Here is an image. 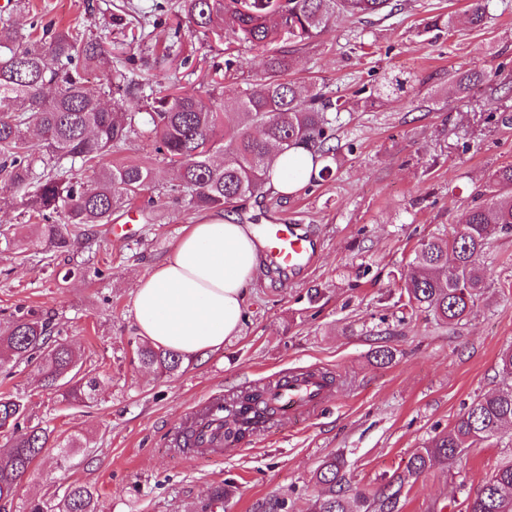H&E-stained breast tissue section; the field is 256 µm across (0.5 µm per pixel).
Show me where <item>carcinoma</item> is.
<instances>
[{
    "label": "carcinoma",
    "mask_w": 512,
    "mask_h": 512,
    "mask_svg": "<svg viewBox=\"0 0 512 512\" xmlns=\"http://www.w3.org/2000/svg\"><path fill=\"white\" fill-rule=\"evenodd\" d=\"M394 0H182L192 31L224 41L233 66L234 49L244 45L263 57L264 76L224 98L211 100L188 92L164 94L129 79L127 66L103 43L76 28L43 29L32 38L12 24H0V178L11 196L20 197L30 217L29 235L5 243L20 249L63 253L87 235L92 224H110L112 215L149 194L157 173L133 161L108 160L112 149L133 137L149 141L162 162L176 175L174 192L198 210L226 209L238 201L262 198L271 190L269 171L273 149H302L325 162L335 157L336 127L331 113L341 105L313 93L301 97L287 80L294 60L286 46H303L340 13L360 21L393 11ZM180 28L153 63L166 69L186 66L181 55ZM98 70L103 89L87 86L84 72ZM144 103L131 112L124 99ZM95 171L94 184L79 181L75 164ZM484 200L471 208L461 228L448 239L421 244L413 270L401 284L412 312H431L437 321L453 325L472 311L485 288L479 260L492 236L512 230V165L489 177ZM139 363L162 374L176 372L181 356L142 341ZM7 359L38 360L45 386L61 401L84 403L97 391V378L78 366L68 343L51 339L49 324L20 316L0 330V369ZM502 387L475 400L446 434L431 438L413 454L403 473L390 480L373 499L356 494L366 512H394L399 490L433 465H452L465 449L489 442L512 424V349L500 356ZM262 387L245 389L229 399L237 419L224 439L237 442L244 432L271 418L274 409ZM27 405L18 394H0V437L10 452L0 456V512L13 503L23 477L47 447L50 434L26 426ZM346 459L332 455L314 473L322 494L312 512H353L345 494ZM29 512H98V495L86 485H70L56 502L34 500ZM467 512H512V461L501 465Z\"/></svg>",
    "instance_id": "obj_1"
}]
</instances>
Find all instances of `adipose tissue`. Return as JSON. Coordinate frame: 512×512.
Segmentation results:
<instances>
[{"instance_id": "adipose-tissue-1", "label": "adipose tissue", "mask_w": 512, "mask_h": 512, "mask_svg": "<svg viewBox=\"0 0 512 512\" xmlns=\"http://www.w3.org/2000/svg\"><path fill=\"white\" fill-rule=\"evenodd\" d=\"M264 247L254 225L221 210L185 226L168 258L138 279L140 335L188 359L222 348L240 329Z\"/></svg>"}]
</instances>
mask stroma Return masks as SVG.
Masks as SVG:
<instances>
[{
	"instance_id": "stroma-1",
	"label": "stroma",
	"mask_w": 512,
	"mask_h": 512,
	"mask_svg": "<svg viewBox=\"0 0 512 512\" xmlns=\"http://www.w3.org/2000/svg\"><path fill=\"white\" fill-rule=\"evenodd\" d=\"M400 2L392 14L359 22L337 16L294 52L289 78L303 94L319 91L343 103L331 172L288 198L238 202L235 213L260 226L303 224L318 254L296 277L263 265L240 330L222 349L164 377L136 358L137 279L201 216L172 199L174 174L145 139L114 154L158 173L161 201L136 208L134 238L115 241L93 227L54 260L0 250V324L18 310L34 311L100 381L97 402L70 405L45 388L36 363L0 375V393L23 396L31 423L90 440L79 450L48 448L10 512L62 497L72 484L94 487L100 512H267L276 498L286 501V512H310L320 493L313 474L327 456L344 453L350 491L375 494L468 405L499 389V358L512 347V232L496 235L481 257L485 288L462 322L412 317L397 299L421 243L457 230L491 172L512 164V0H489L477 27L465 18L471 0ZM119 5L144 25L115 26ZM177 5L0 0V21L24 31L34 22L79 28L113 55L135 57L136 81L158 79L218 105L225 92L261 77L259 59L245 47L238 66L217 72L222 43L191 31L183 39L187 67L160 76L145 66L178 24ZM467 70L480 72L482 82L462 94L450 75ZM402 75L405 93L373 100L379 85ZM381 346L393 352L389 364L373 358ZM311 366L337 378L334 399L317 416L256 429L220 454L181 447L188 414L207 398H229L283 370ZM508 460L512 427L468 449L457 465L434 466L405 484L395 512H466L468 498ZM225 484L231 495L215 500Z\"/></svg>"
}]
</instances>
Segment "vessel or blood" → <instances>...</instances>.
<instances>
[{"label": "vessel or blood", "instance_id": "b4317fda", "mask_svg": "<svg viewBox=\"0 0 512 512\" xmlns=\"http://www.w3.org/2000/svg\"><path fill=\"white\" fill-rule=\"evenodd\" d=\"M266 254L275 268L296 275L306 270L317 252V243L300 224H268L263 229ZM334 392L323 370L281 373L267 387L266 398L278 417L286 418L318 412ZM215 399H208L198 420L199 439L206 448L224 445L223 421L215 414Z\"/></svg>", "mask_w": 512, "mask_h": 512}]
</instances>
